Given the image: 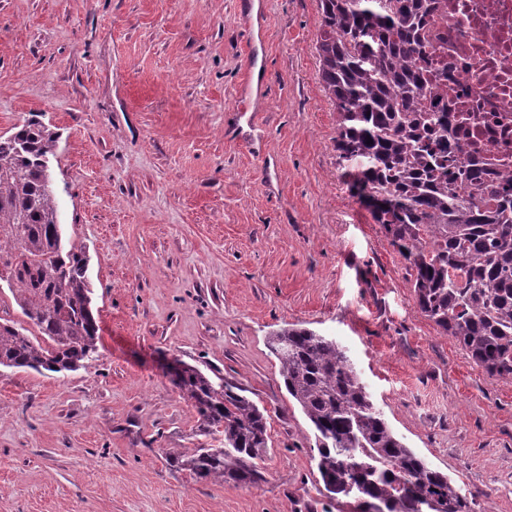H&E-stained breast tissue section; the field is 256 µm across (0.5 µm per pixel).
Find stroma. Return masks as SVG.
Instances as JSON below:
<instances>
[{
	"label": "stroma",
	"instance_id": "obj_1",
	"mask_svg": "<svg viewBox=\"0 0 512 512\" xmlns=\"http://www.w3.org/2000/svg\"><path fill=\"white\" fill-rule=\"evenodd\" d=\"M0 0V133H59L60 222L100 328L75 371L0 368V512H321L310 426L267 338L340 342L389 425L475 500L512 512V381L419 310L407 261L336 161L319 0ZM254 120L238 110L250 59ZM177 360L265 408L264 479L197 481L166 454L219 439Z\"/></svg>",
	"mask_w": 512,
	"mask_h": 512
}]
</instances>
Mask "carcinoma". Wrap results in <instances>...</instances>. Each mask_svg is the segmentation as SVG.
I'll use <instances>...</instances> for the list:
<instances>
[{
  "label": "carcinoma",
  "mask_w": 512,
  "mask_h": 512,
  "mask_svg": "<svg viewBox=\"0 0 512 512\" xmlns=\"http://www.w3.org/2000/svg\"><path fill=\"white\" fill-rule=\"evenodd\" d=\"M436 0H320L321 78L336 105V157L361 158L350 191L408 262L420 311L495 378L512 380V197L464 158L463 119L424 99L433 70L425 21ZM58 133L30 114L0 136V283L26 324L0 317V367L74 371L98 351L88 259L63 236L50 165ZM288 395L314 436L322 512H472L448 474L403 442L346 349L305 328L268 339ZM181 396L221 448L168 453L198 480L264 479L266 410L238 385L182 365ZM361 471L347 488L348 463Z\"/></svg>",
  "instance_id": "cac0c4a2"
}]
</instances>
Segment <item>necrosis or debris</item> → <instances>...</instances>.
I'll return each mask as SVG.
<instances>
[{"instance_id":"necrosis-or-debris-1","label":"necrosis or debris","mask_w":512,"mask_h":512,"mask_svg":"<svg viewBox=\"0 0 512 512\" xmlns=\"http://www.w3.org/2000/svg\"><path fill=\"white\" fill-rule=\"evenodd\" d=\"M430 39L450 75L437 100L473 112L466 155L490 163L512 194V0H447Z\"/></svg>"}]
</instances>
